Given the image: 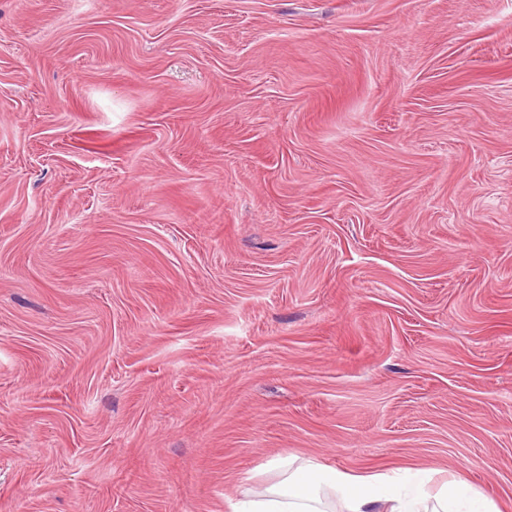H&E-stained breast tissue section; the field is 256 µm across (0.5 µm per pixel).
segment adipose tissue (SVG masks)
Instances as JSON below:
<instances>
[{
    "label": "adipose tissue",
    "instance_id": "1",
    "mask_svg": "<svg viewBox=\"0 0 512 512\" xmlns=\"http://www.w3.org/2000/svg\"><path fill=\"white\" fill-rule=\"evenodd\" d=\"M274 466L281 471V480L248 492L233 512H333L336 502L345 512H498L461 477L428 492L432 473L427 469L397 478L355 474L311 461L297 467L292 460L279 459Z\"/></svg>",
    "mask_w": 512,
    "mask_h": 512
}]
</instances>
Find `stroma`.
I'll return each mask as SVG.
<instances>
[{"mask_svg":"<svg viewBox=\"0 0 512 512\" xmlns=\"http://www.w3.org/2000/svg\"><path fill=\"white\" fill-rule=\"evenodd\" d=\"M277 457L512 512V0H0V512Z\"/></svg>","mask_w":512,"mask_h":512,"instance_id":"35a3bbf8","label":"stroma"}]
</instances>
